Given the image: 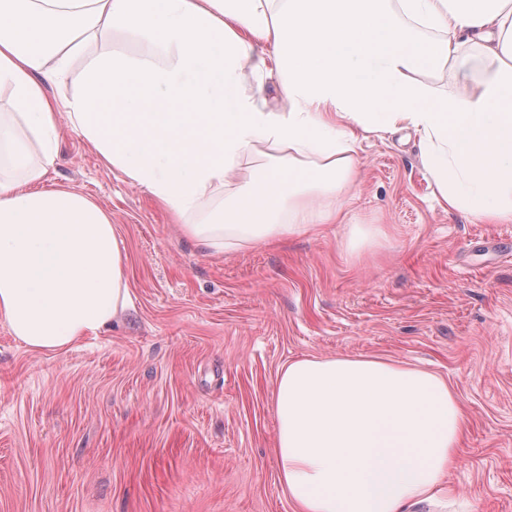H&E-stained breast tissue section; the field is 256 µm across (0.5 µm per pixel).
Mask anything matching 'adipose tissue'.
<instances>
[{"label":"adipose tissue","mask_w":512,"mask_h":512,"mask_svg":"<svg viewBox=\"0 0 512 512\" xmlns=\"http://www.w3.org/2000/svg\"><path fill=\"white\" fill-rule=\"evenodd\" d=\"M110 29L143 53L88 57L71 96L51 97ZM442 69L457 93L430 82ZM0 92V318L34 352L97 334L131 301L110 215L48 182L64 122L207 247L344 223L335 198L361 141L402 129L440 206L512 223V0H0ZM273 407L297 512H447L465 416L441 376L304 357Z\"/></svg>","instance_id":"adipose-tissue-1"}]
</instances>
